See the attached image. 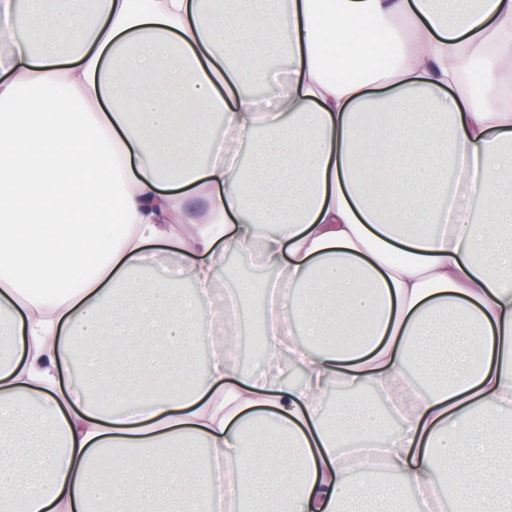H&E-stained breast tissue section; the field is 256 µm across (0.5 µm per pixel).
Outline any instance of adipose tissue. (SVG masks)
Listing matches in <instances>:
<instances>
[{"label":"adipose tissue","mask_w":512,"mask_h":512,"mask_svg":"<svg viewBox=\"0 0 512 512\" xmlns=\"http://www.w3.org/2000/svg\"><path fill=\"white\" fill-rule=\"evenodd\" d=\"M455 2L0 0V512H215L218 461L253 512H512V0Z\"/></svg>","instance_id":"adipose-tissue-1"}]
</instances>
